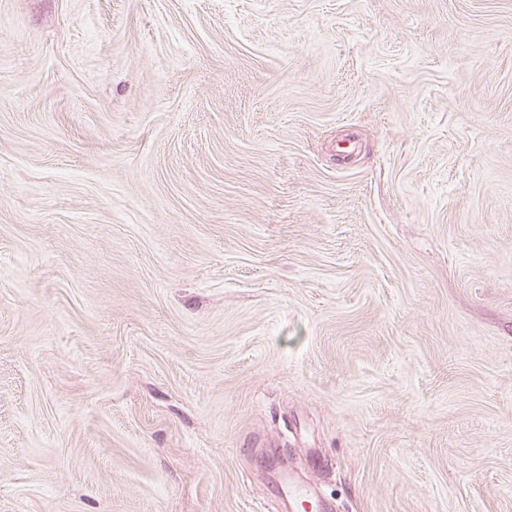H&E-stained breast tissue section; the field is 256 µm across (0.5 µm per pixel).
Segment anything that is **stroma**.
Instances as JSON below:
<instances>
[{"label":"stroma","mask_w":512,"mask_h":512,"mask_svg":"<svg viewBox=\"0 0 512 512\" xmlns=\"http://www.w3.org/2000/svg\"><path fill=\"white\" fill-rule=\"evenodd\" d=\"M512 512V0H0V512Z\"/></svg>","instance_id":"obj_1"}]
</instances>
